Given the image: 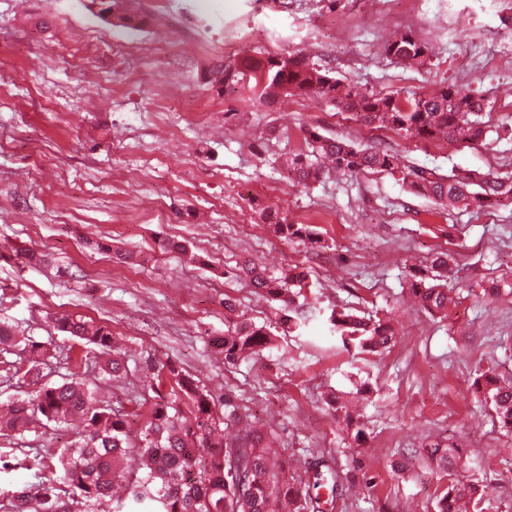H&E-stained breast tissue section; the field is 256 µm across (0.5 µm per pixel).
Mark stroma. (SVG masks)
<instances>
[{
  "instance_id": "obj_1",
  "label": "stroma",
  "mask_w": 512,
  "mask_h": 512,
  "mask_svg": "<svg viewBox=\"0 0 512 512\" xmlns=\"http://www.w3.org/2000/svg\"><path fill=\"white\" fill-rule=\"evenodd\" d=\"M127 12L146 25L122 26ZM511 12L512 0H116L109 22L90 0H0V320L55 351L52 381L87 353L55 314L108 326L127 373L86 377L101 401L130 411L134 433L137 403L172 400V382L151 385L150 374L173 363L209 390L216 413L229 401L259 422L289 465L332 459L345 480L322 512H434L444 479L420 460L391 466L427 439L459 449L492 512H512V433L473 385L487 370L512 376V300L481 298L493 282L512 285V205L448 211L387 172L330 170L302 186L282 166L310 154L317 133L444 173H512ZM403 31L429 44L426 67L385 55ZM284 53L381 94L468 87L486 102L487 141L409 140L325 97L268 105L249 81H212L216 66ZM264 210L313 225L320 246L276 236ZM167 239L187 242L195 260L163 250ZM115 247L135 263L114 259ZM30 251L42 262L29 263ZM439 251L458 261L455 303L430 314L407 281ZM247 257L273 276L306 268L303 300L318 320L299 334L276 327L270 302L230 275ZM337 306L391 320L395 346L337 348ZM242 321L270 329L273 346L223 365L209 342ZM357 377L371 388L361 446L325 404ZM76 433L62 424L0 438V491L33 482L34 449Z\"/></svg>"
}]
</instances>
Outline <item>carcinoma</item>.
Wrapping results in <instances>:
<instances>
[{"mask_svg":"<svg viewBox=\"0 0 512 512\" xmlns=\"http://www.w3.org/2000/svg\"><path fill=\"white\" fill-rule=\"evenodd\" d=\"M384 52L406 66L419 68L430 58L427 44L407 31L387 41ZM244 76L253 80L259 98L269 105L283 93H313L328 97L341 111L375 130H391L420 141L486 139L479 120L484 110L482 98L458 85L407 98L380 95L345 83L293 53L245 58L236 67L215 71L214 82L236 83ZM313 142L316 154L331 159L345 174L399 171L412 190L440 205L512 203L511 176L461 168L442 174L407 166L397 153L373 146L358 148L341 137L317 135ZM283 166L298 184L317 178L313 163L300 154L285 159ZM274 229L286 239L311 245L321 242L310 225L292 224L286 217L276 218ZM238 272L261 296L279 303L281 328L299 332L306 326L312 311L295 302L308 287L304 272L289 269L274 277L248 258ZM454 272L453 256L439 252L429 265L411 270L409 292L425 311L445 312L454 302L447 288ZM55 321L60 331L96 350L95 359L103 374L115 381L123 378L124 358L108 327L74 314L57 315ZM328 321L336 341L347 351L382 354L396 343L393 328L380 319L336 309ZM272 342L265 328L241 322L212 338L211 347L230 365ZM25 347L29 348V366L23 377L32 391L25 398L8 401L6 411L0 414V436H23L42 418L59 424L80 418L85 428L74 442L53 450V464L47 466L41 458H34L37 481L6 494L9 512H69V505L78 503L89 508L112 496L116 480L127 482L129 497L112 506V512H311L320 507L321 490L327 491L330 502L337 496L341 476L326 461L308 463L304 475L297 476L288 463L270 456L265 436L258 430H247L224 444L213 442L219 421L227 425L236 415L216 416L209 394L173 367L169 368V378L177 387L174 395L178 404L151 408L134 445L126 415L98 400L95 387L84 374L73 372L61 382H50L41 370L48 348L34 341ZM474 385L491 399L502 427L512 431V378L485 372L475 378ZM326 404L354 433V440L361 441L364 431L351 409V400L339 392L329 395ZM422 455L432 469L448 477L436 503L437 512H458L460 502L467 500L475 502L480 512L490 510L482 506L478 482L460 477L459 471L467 462L454 449L429 443Z\"/></svg>","mask_w":512,"mask_h":512,"instance_id":"obj_1","label":"carcinoma"}]
</instances>
